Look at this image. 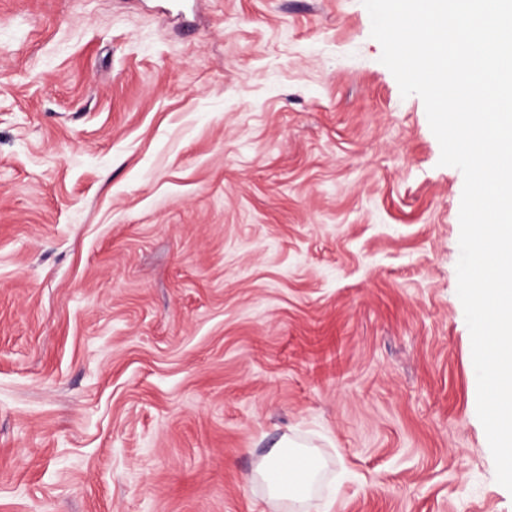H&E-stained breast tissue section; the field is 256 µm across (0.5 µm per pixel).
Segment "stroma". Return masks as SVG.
I'll return each mask as SVG.
<instances>
[{"instance_id":"1","label":"stroma","mask_w":512,"mask_h":512,"mask_svg":"<svg viewBox=\"0 0 512 512\" xmlns=\"http://www.w3.org/2000/svg\"><path fill=\"white\" fill-rule=\"evenodd\" d=\"M0 0V512H512L463 175L362 0ZM307 447L286 436L259 463L253 479L263 486L270 501L302 503L311 498L324 462Z\"/></svg>"}]
</instances>
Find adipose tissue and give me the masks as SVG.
<instances>
[{
    "instance_id": "obj_1",
    "label": "adipose tissue",
    "mask_w": 512,
    "mask_h": 512,
    "mask_svg": "<svg viewBox=\"0 0 512 512\" xmlns=\"http://www.w3.org/2000/svg\"><path fill=\"white\" fill-rule=\"evenodd\" d=\"M323 468L317 453L286 437L259 463L253 479L263 486L269 500L302 503L310 499Z\"/></svg>"
}]
</instances>
